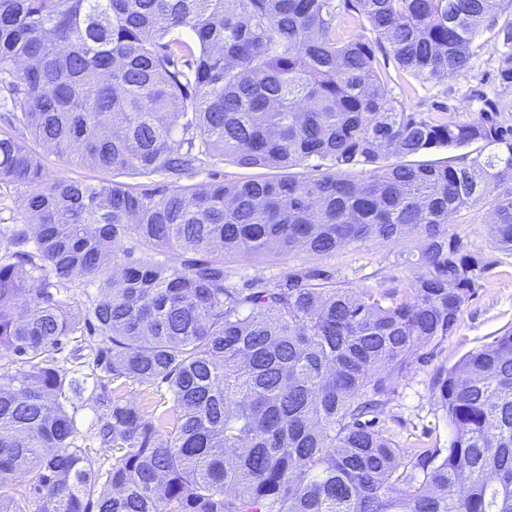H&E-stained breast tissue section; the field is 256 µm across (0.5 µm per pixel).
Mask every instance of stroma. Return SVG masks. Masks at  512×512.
<instances>
[{"mask_svg":"<svg viewBox=\"0 0 512 512\" xmlns=\"http://www.w3.org/2000/svg\"><path fill=\"white\" fill-rule=\"evenodd\" d=\"M510 22L512 10L501 15L497 25L480 30L467 71L425 83L400 68L389 52L387 41L379 40L376 55L389 93L406 111L422 118L458 123L481 118V97L497 99L503 108L493 113V120L512 125V87L500 86L497 78L501 58L512 52V46L504 43L499 27ZM25 142L41 157L49 179L95 182L104 177L103 172L57 156L33 137H26ZM490 222V205L485 201L464 209L449 222V233L461 238L468 248L482 250L490 268L463 306L454 332L432 360L416 364L409 374L394 383L379 417V426L399 447H447L451 429L430 393L434 370L443 364L450 367L458 364L463 356L481 348L493 336L512 330V255L492 249L488 236ZM416 244V239L410 237L399 247L369 241L329 256L237 254L228 258L227 267L236 283L252 278L282 282L295 266L302 264L328 271L337 282L351 288H393L402 286L413 273L411 267L399 263L400 248L411 249Z\"/></svg>","mask_w":512,"mask_h":512,"instance_id":"stroma-1","label":"stroma"}]
</instances>
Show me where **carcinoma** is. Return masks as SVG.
I'll use <instances>...</instances> for the list:
<instances>
[{"instance_id":"obj_1","label":"carcinoma","mask_w":512,"mask_h":512,"mask_svg":"<svg viewBox=\"0 0 512 512\" xmlns=\"http://www.w3.org/2000/svg\"><path fill=\"white\" fill-rule=\"evenodd\" d=\"M512 0H0L3 116L99 171L179 179L214 160L273 179L200 188L47 178L0 130V512H512V331L433 373L448 448L375 427L394 382L453 333L489 269L448 219L490 199L512 255V126L393 101L370 39L422 82L464 73ZM494 148L424 163L440 147ZM312 158L316 173L299 171ZM417 268L347 288L299 267L231 283L233 254L328 256L375 240ZM96 287L73 305V276ZM93 379L97 432L77 428ZM18 369H13V366ZM154 385L152 411L118 394ZM113 446L103 467L93 441ZM406 485L403 491L398 485ZM23 188L7 181L0 182V224H24L18 208V196Z\"/></svg>"}]
</instances>
